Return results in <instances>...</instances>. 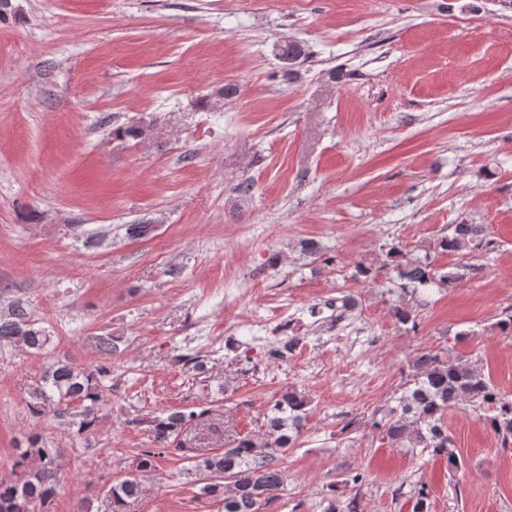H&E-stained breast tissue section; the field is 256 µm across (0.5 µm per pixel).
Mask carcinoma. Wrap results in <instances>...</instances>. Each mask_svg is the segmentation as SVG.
Returning a JSON list of instances; mask_svg holds the SVG:
<instances>
[{
    "label": "carcinoma",
    "instance_id": "obj_1",
    "mask_svg": "<svg viewBox=\"0 0 512 512\" xmlns=\"http://www.w3.org/2000/svg\"><path fill=\"white\" fill-rule=\"evenodd\" d=\"M305 56L304 46L287 42L277 49L278 60L291 66ZM438 247L461 253L486 252L495 248L482 224L454 225L452 235L442 238ZM398 258L394 269L399 288L416 289L430 284L452 285L459 280L455 272L435 275L428 258L399 259L401 250L388 249ZM51 335L31 319L26 308L17 304L8 314L0 315V346H11L30 353L50 348ZM103 361L90 368H80L66 359L47 366L31 384L27 410L34 418L52 415L66 418L79 436L95 433L100 414L111 402L113 339L99 341ZM411 379L397 404L383 414L376 426L389 442L408 448H421L448 463H457L453 439L445 425L449 408L469 405L485 412L488 428L504 443L512 440V399L501 394L490 379L462 358H450L439 352L423 350L410 365ZM309 405L308 397L296 390L284 392L265 416L267 436L247 435L234 447L197 461V467L213 476L201 487V493L222 504L224 512H259L262 502L275 497L284 486V470L273 464L275 452L292 443V431ZM199 413L184 410L161 413L149 421V432L156 447L174 443L183 427ZM61 451L33 436L25 448L17 449L16 478L0 481V512H49L57 492V472ZM142 492L140 480L133 476L117 480L108 489L112 512H123L130 499Z\"/></svg>",
    "mask_w": 512,
    "mask_h": 512
}]
</instances>
